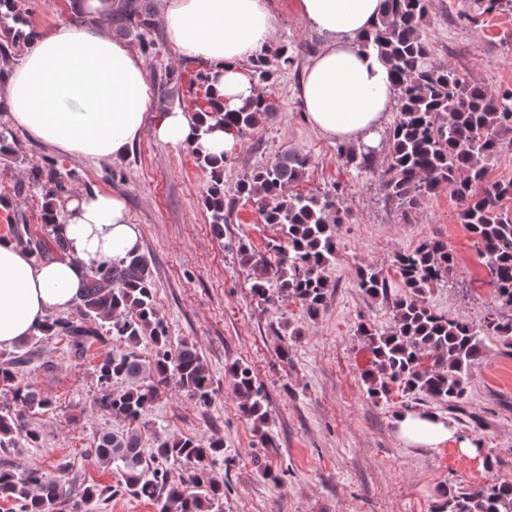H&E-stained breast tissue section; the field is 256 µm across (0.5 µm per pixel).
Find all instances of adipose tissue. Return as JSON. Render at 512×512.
Masks as SVG:
<instances>
[{
  "label": "adipose tissue",
  "mask_w": 512,
  "mask_h": 512,
  "mask_svg": "<svg viewBox=\"0 0 512 512\" xmlns=\"http://www.w3.org/2000/svg\"><path fill=\"white\" fill-rule=\"evenodd\" d=\"M381 7L382 0H292L296 14L327 38L306 65L298 96L306 122L331 141L372 145L396 107L387 66L360 45ZM112 9L113 0H85L90 25H58L24 49L0 85V107L13 125L61 152L103 163L147 131L174 148L231 152V130L198 134L194 109L165 112L148 124L154 96L144 61L134 46L113 39ZM159 14L178 54L210 69L225 109L257 95L247 64L275 35L270 0H159ZM60 212L64 255L39 258L0 237V349L31 336L49 313L72 308L99 263L141 249L140 228L119 197L83 193ZM396 425L409 445L436 448L453 439L463 454L478 451L438 413L404 411Z\"/></svg>",
  "instance_id": "ef3b65f1"
}]
</instances>
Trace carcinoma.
Masks as SVG:
<instances>
[{
	"mask_svg": "<svg viewBox=\"0 0 512 512\" xmlns=\"http://www.w3.org/2000/svg\"><path fill=\"white\" fill-rule=\"evenodd\" d=\"M25 2L0 0V6L7 5L0 10V74L5 72L12 51L26 45L34 34V30H26ZM427 17L428 0H383V11L363 41V46L374 50L388 66L397 96L381 182L387 195L408 210L420 207L436 190L448 188L459 202L461 223L469 228L486 259L498 309L487 314L483 327L476 328L426 305V290L447 281L456 267L448 245L429 239L396 256L406 293L394 303L393 324L384 330L362 324L358 335L372 358V370L366 377L370 396L379 399L395 386L407 395L453 408L463 397L472 369L484 357V337L498 336L512 349V213L502 205L505 198H512V180L486 181L489 162L504 147L503 134L512 133V90H491L437 66L423 38ZM155 24L147 0H115L112 25L118 35L133 36L148 50L153 46L148 35ZM293 62L286 45L273 52L264 49L252 59V77L265 88ZM208 82L204 72L189 79V84L197 85L196 110L211 114L236 136L245 135L274 109L264 93L234 112L212 113ZM337 155L360 173L378 169L370 146L355 150L341 144ZM195 159L213 177L205 206L213 232L220 236L232 213V199L226 197L221 180L224 164L200 153ZM309 163L308 156L298 152L281 155L239 180L233 196L264 199L262 220L276 225L281 235V243L272 245L278 254L276 267L254 281L253 294L260 299L275 294L291 298L315 316L329 291L323 272L336 256V228L347 222L348 214L335 195L287 192L304 176ZM29 187L45 196L48 209L71 192L61 173L37 166L30 168L28 183L19 184L17 194L26 193ZM59 225L56 215L49 213L41 227L42 237L33 239L25 224L13 225L12 232L20 245L41 257L50 244L59 253L66 250ZM358 286L371 298L387 293L386 278L371 266L359 270ZM502 309L509 315L503 316ZM37 333L67 338L76 354L103 334L124 344L123 349L103 356L94 375L103 389L99 407L128 428L99 433L86 456L117 470L126 490L154 502L157 512H223L224 480L214 466L224 456V440L159 439L147 456L136 429L159 387L172 385L204 405L211 388L209 370L196 346L181 341L171 347L155 305L150 263L144 254L101 263L75 313L48 317ZM144 343L154 350L149 362L140 354ZM24 346L22 342L14 351L0 355V385L12 392V403L0 407V451L17 447L26 411L52 406L22 377L20 368L27 362L21 352ZM230 371L242 414L256 431H263L269 413L252 370L234 364ZM116 382H126L128 387L114 391ZM159 460L185 464L186 476L178 482L169 480L166 471L153 466ZM0 498L14 501L19 512H62L70 491L59 477L20 471L0 460ZM435 512H512V481L448 488Z\"/></svg>",
	"mask_w": 512,
	"mask_h": 512,
	"instance_id": "carcinoma-1",
	"label": "carcinoma"
}]
</instances>
